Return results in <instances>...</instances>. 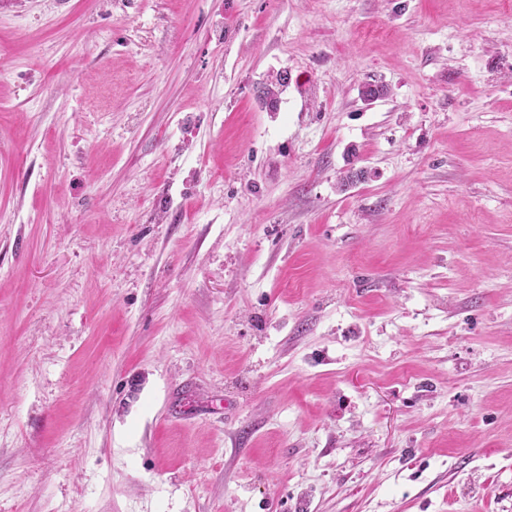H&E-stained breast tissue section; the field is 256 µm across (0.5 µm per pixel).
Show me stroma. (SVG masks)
<instances>
[{
	"label": "stroma",
	"mask_w": 512,
	"mask_h": 512,
	"mask_svg": "<svg viewBox=\"0 0 512 512\" xmlns=\"http://www.w3.org/2000/svg\"><path fill=\"white\" fill-rule=\"evenodd\" d=\"M0 512H512L507 0H0Z\"/></svg>",
	"instance_id": "35a3bbf8"
}]
</instances>
